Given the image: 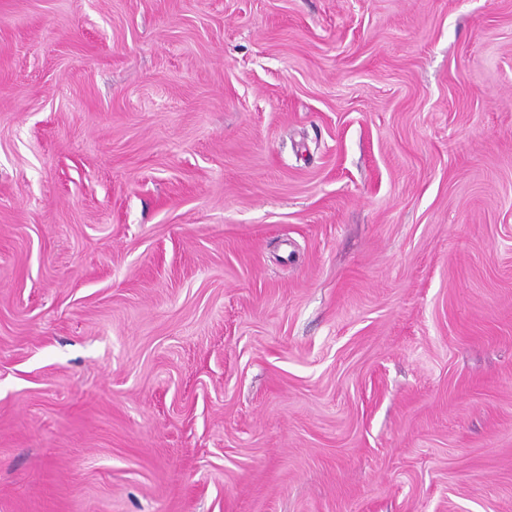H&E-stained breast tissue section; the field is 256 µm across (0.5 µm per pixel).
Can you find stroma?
Listing matches in <instances>:
<instances>
[{
  "label": "stroma",
  "mask_w": 512,
  "mask_h": 512,
  "mask_svg": "<svg viewBox=\"0 0 512 512\" xmlns=\"http://www.w3.org/2000/svg\"><path fill=\"white\" fill-rule=\"evenodd\" d=\"M0 512H512V0H0Z\"/></svg>",
  "instance_id": "35a3bbf8"
}]
</instances>
